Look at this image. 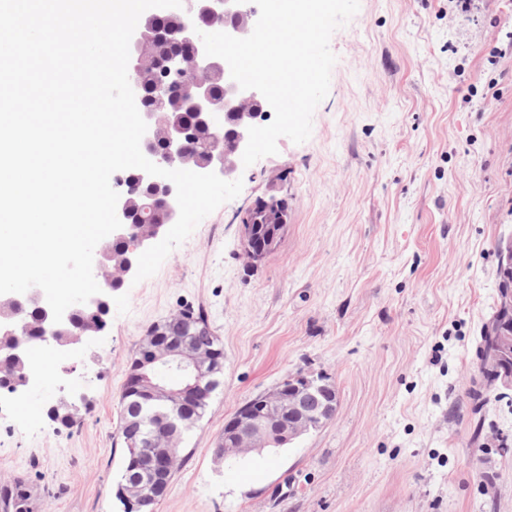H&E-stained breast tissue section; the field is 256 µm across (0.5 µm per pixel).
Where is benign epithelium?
<instances>
[{"mask_svg":"<svg viewBox=\"0 0 512 512\" xmlns=\"http://www.w3.org/2000/svg\"><path fill=\"white\" fill-rule=\"evenodd\" d=\"M258 17L259 8L250 0L241 4L234 0H183L180 8H156L145 14L130 41L128 77L137 108L147 123L142 152L149 160L166 169L214 172L231 180L241 164L247 128L268 116L269 103L256 90L240 89L224 60L206 56L197 31H221L244 38L251 34ZM146 76L156 83L158 103L152 107L143 105ZM167 97L182 102L191 113V123L163 117L162 102ZM198 130L211 133V139L197 140ZM112 188L119 194L117 215L122 227L111 236L130 245L131 257L112 268L98 245L93 273L117 290L137 270L139 253L154 245L176 222L179 209L174 184L141 169L131 174L124 170L114 173ZM145 190L150 194L134 216L133 196ZM258 203L266 223L241 224L243 253L251 263L262 261L276 250L288 224L283 200L261 197ZM499 278L503 287L512 289L511 243L500 252ZM111 299L112 294L104 288L86 303L70 306L60 323L53 321L51 308L38 287L24 294L0 295V305H36L47 326L41 343L64 354L91 342L99 333L94 327L74 325L72 311L96 314L110 307ZM140 348L148 371L141 374L139 392L151 404L165 408L166 413L164 432L157 437H141L140 423L127 428L128 438L139 446V457L127 475L123 493L137 509L156 501L167 489L178 463L181 412L208 395L214 377L223 370L213 344L194 335L156 333L143 337ZM510 361L512 332L502 327L495 334V350L486 368L497 369V383L506 388H512V373L504 370ZM59 391L61 394L52 401L55 408L74 411L85 401L74 386ZM338 405L336 387L326 376L301 371L292 376L291 384L281 383L241 405L224 422V442L218 452L227 459L259 452L273 443H292L320 429L333 418Z\"/></svg>","mask_w":512,"mask_h":512,"instance_id":"7a95c632","label":"benign epithelium"}]
</instances>
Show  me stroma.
<instances>
[{"label":"stroma","instance_id":"35a3bbf8","mask_svg":"<svg viewBox=\"0 0 512 512\" xmlns=\"http://www.w3.org/2000/svg\"><path fill=\"white\" fill-rule=\"evenodd\" d=\"M511 40L512 0L466 19L452 0H360L310 138L239 168L240 195L113 293L95 343L0 395V481L26 479L36 512H123L126 370L150 325L193 307L224 344V386L153 512H512V389L471 396L512 241ZM271 195L288 226L252 264L240 217ZM300 370L333 381L335 417L217 459L225 420ZM66 376L87 395L67 427L46 414Z\"/></svg>","mask_w":512,"mask_h":512}]
</instances>
